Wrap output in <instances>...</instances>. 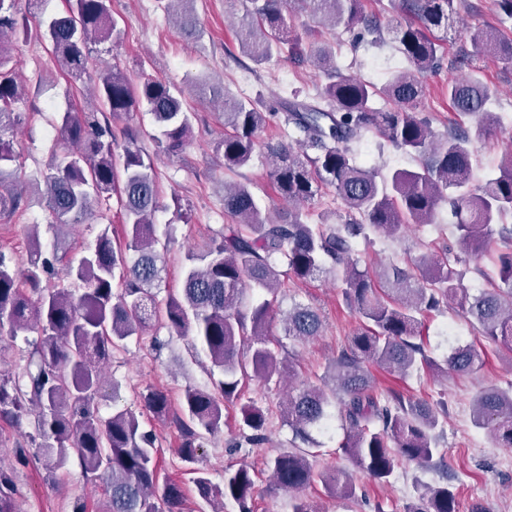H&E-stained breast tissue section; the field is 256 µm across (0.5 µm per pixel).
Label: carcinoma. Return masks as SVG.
Here are the masks:
<instances>
[{
  "mask_svg": "<svg viewBox=\"0 0 512 512\" xmlns=\"http://www.w3.org/2000/svg\"><path fill=\"white\" fill-rule=\"evenodd\" d=\"M68 13L51 20L47 36L58 64L74 83L92 82L100 108L64 113L56 143L70 150V159L44 176L50 227L59 238L47 257L32 225L26 267L20 269L0 254V335L15 339L33 332L26 362L19 369L0 370V428L28 423L30 447L16 443L13 455L25 464L30 458L45 469H65L78 460L83 476L105 480L102 512H184V493L170 480L159 479L156 436L141 427L127 409L104 417L98 409L104 368L124 342L154 321H162L179 336H192L221 377L207 388L184 390L180 411L171 413L165 391L148 387L139 393L142 410L159 420H172L180 445L177 455L196 474L199 497L210 503L220 497L233 501L238 512H253L255 472L246 467L225 470L224 488L212 485L196 467L204 441L221 433L224 411L236 408L234 420L243 444L265 440L267 416L254 400L241 402L249 381L266 382L281 376L279 351L270 346L268 326L281 300V277L300 281L323 273L344 288L347 308L359 327L339 352L323 385L288 387L284 418L295 438L314 444L312 431L337 414L344 430L340 448L366 477L387 483L399 460L420 467L441 466L439 433L445 406L412 400L375 387L371 367L401 377L433 368L421 337L426 313L455 301L466 311L487 341L512 355V248L495 258L498 282L476 294L462 288L455 265L462 257L478 258L495 239L512 242V226L502 223L512 214V152L495 177L472 185L473 138L497 134L500 122L490 105L497 89L470 75L448 80V101L461 115L478 117L475 136L466 131L437 133L419 111L425 79L440 63L442 37L458 27L454 0H395L406 16L391 30L395 48L407 67L382 87L344 73L336 64L333 43L310 48L309 58L321 75L314 102H290L285 123L304 133L301 151L284 142L267 143L271 176L280 198L288 204L261 207L247 183L224 185V213L232 223L186 256L181 288L166 300L157 299L165 269L167 245L156 235L153 217L158 206L154 164L139 146L140 129L126 125L117 131L114 120L144 105L159 128L160 150L178 156L191 133V116L167 83L145 78L135 83L115 64L92 66L90 45L121 39L112 16L111 0H69ZM182 7L180 30L188 38L197 32V17ZM238 30L242 52L262 64L288 44L286 14L300 8L337 34L358 39L380 35L378 20L365 13L363 0H248ZM16 0H0V218L23 205L22 181L9 134L21 121L14 105L21 99L10 50L28 35L27 21L17 15ZM471 51L453 67L472 57L493 56L512 62V38L485 28L469 31ZM221 100L224 138L217 150L224 170L246 166L259 145L270 113L258 104L212 89ZM390 102L376 107V99ZM365 132H374L397 150L412 156L413 169H396L386 176L357 165L350 145ZM123 145L122 154L115 153ZM314 154H308V150ZM331 187L345 209L339 224L309 222L301 206L321 187ZM118 195L121 232L105 225L93 246L80 258L58 267L67 253L63 231L94 214L105 217L102 202ZM455 217L459 252L422 254L414 262L390 264L378 280L358 267L360 242L370 234L398 237L413 224H432L441 204ZM286 270H280V267ZM426 269L420 279L415 270ZM264 292L263 302L247 306V292ZM323 320L310 304L293 303L283 315L284 335L303 343L319 335ZM484 361L471 344L453 348L446 368L457 373L479 372ZM473 421L488 430L497 447H512V391L485 388L473 400ZM312 452L280 453L268 462L274 486L293 494L291 512H317L299 495L314 480ZM331 492L355 495L352 483L339 472L321 474ZM12 471L0 466V512H20ZM407 512H457L455 495L445 486H424L418 502Z\"/></svg>",
  "mask_w": 512,
  "mask_h": 512,
  "instance_id": "carcinoma-1",
  "label": "carcinoma"
}]
</instances>
